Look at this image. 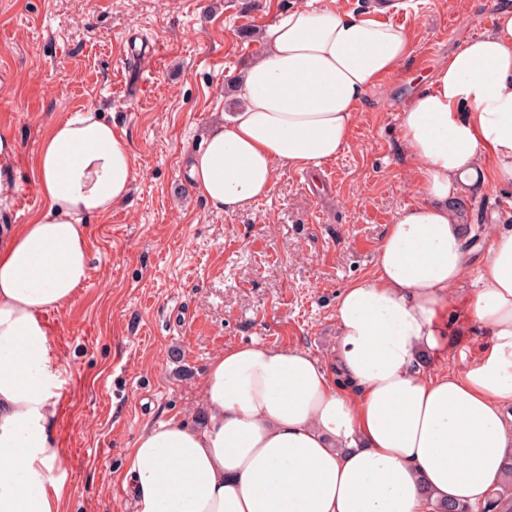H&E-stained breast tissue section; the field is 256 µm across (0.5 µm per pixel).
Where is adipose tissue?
I'll list each match as a JSON object with an SVG mask.
<instances>
[{"mask_svg": "<svg viewBox=\"0 0 512 512\" xmlns=\"http://www.w3.org/2000/svg\"><path fill=\"white\" fill-rule=\"evenodd\" d=\"M263 39L241 107L191 160L197 193L227 214L265 198L280 168H316L347 149L361 102L410 54L403 27L336 0H301ZM400 131L418 200L394 216L372 272L339 291L330 362L259 343L213 357L202 424L169 418L128 452L136 512H433L493 493L512 447V230L488 225L474 247L448 202L512 183V8L438 65ZM135 176L129 140L97 112H76L39 146L41 211L0 240V512H64L45 317L77 299L87 226ZM473 269L465 301L487 341L423 373L446 346L450 294Z\"/></svg>", "mask_w": 512, "mask_h": 512, "instance_id": "1", "label": "adipose tissue"}]
</instances>
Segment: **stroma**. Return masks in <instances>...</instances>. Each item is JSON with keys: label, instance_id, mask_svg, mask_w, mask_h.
Returning a JSON list of instances; mask_svg holds the SVG:
<instances>
[{"label": "stroma", "instance_id": "1", "mask_svg": "<svg viewBox=\"0 0 512 512\" xmlns=\"http://www.w3.org/2000/svg\"><path fill=\"white\" fill-rule=\"evenodd\" d=\"M299 0H0V177L30 201L0 202V233L41 210L35 159L50 126L104 114L131 143L127 200L91 221L88 278L48 313L61 405L52 431L67 457L65 512H134L122 483L129 448L171 416L198 423L210 360L258 342L328 358L336 296L368 274L393 217L415 202L399 115L437 65L488 33L512 0H403L411 53L361 104L348 149L314 170L279 169L269 194L232 214L192 189L188 159L240 103L225 92L265 50L261 30ZM153 48L154 57L128 53ZM470 237L512 227V184L463 206ZM447 368L485 338L466 306L449 311Z\"/></svg>", "mask_w": 512, "mask_h": 512}]
</instances>
